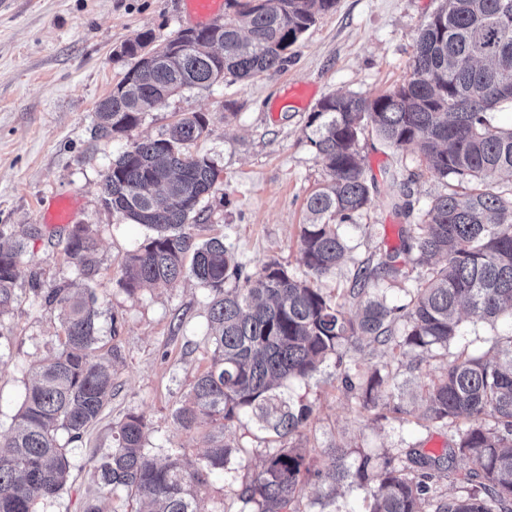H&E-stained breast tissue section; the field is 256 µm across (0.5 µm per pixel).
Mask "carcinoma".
Instances as JSON below:
<instances>
[{"label": "carcinoma", "instance_id": "1", "mask_svg": "<svg viewBox=\"0 0 512 512\" xmlns=\"http://www.w3.org/2000/svg\"><path fill=\"white\" fill-rule=\"evenodd\" d=\"M227 2L233 13L207 28L180 30L161 44L144 31L122 44L119 56L131 66L94 113L97 136L126 134L183 89L280 69L288 49L336 6V0ZM505 86L512 88V0H442L419 33L404 84L372 100L350 93L324 98L309 124L328 180L308 197L309 223L300 228L305 279L276 261L245 275L224 241L195 244L185 231L219 179L212 161L190 152L208 130L204 115L181 118L164 138L133 143L109 166L104 205L153 231L121 270L125 289L170 285L183 276L190 253V272L214 292L211 362L175 409V422L191 431L250 414L279 438L238 494L253 512H290L311 478L332 488L357 483L366 492L367 512H512V330L487 352L449 361L423 397L424 419L467 422L448 459L466 457L475 468L444 498L432 494L445 470L441 459L411 476L389 460L378 470L369 455L353 468L348 449L336 447L328 449L323 467L313 466L302 449L288 445L311 408L275 392L287 380L310 377L332 357L343 364L340 349L354 337L392 350H446L460 333V310L490 323L512 317V127L489 119L496 105L512 103ZM369 128L397 150L417 147L436 174L463 191L433 199L403 240L405 251L417 250L421 260L440 256L444 265L418 277L408 303L390 307L370 284L402 274L399 253L380 254L354 275L349 295L362 304L351 314L311 280L344 260L348 245L340 226L370 204L357 150ZM95 249L88 226L69 229L65 251L88 272ZM23 251L20 241L0 243L1 314L18 301L14 283ZM229 276L243 285L224 290ZM33 296L57 309L61 335L57 348L29 370L31 384L9 436L0 441V512H37V504L60 494L71 476L69 445L82 439L112 398V371L97 355L93 294L67 284ZM386 382L378 369L365 378L343 377L365 407ZM146 427L139 414L118 424L111 450L93 462L94 488L83 512H106L101 498L117 489L136 497L140 512H209L201 490L210 475L245 461L243 449L217 438L188 468L176 451L150 454Z\"/></svg>", "mask_w": 512, "mask_h": 512}]
</instances>
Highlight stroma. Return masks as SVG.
<instances>
[{"instance_id":"obj_1","label":"stroma","mask_w":512,"mask_h":512,"mask_svg":"<svg viewBox=\"0 0 512 512\" xmlns=\"http://www.w3.org/2000/svg\"><path fill=\"white\" fill-rule=\"evenodd\" d=\"M438 6L439 0H337L335 10L319 16L289 49L282 69L246 81L227 79L207 90H182L116 138L94 133L98 102L128 68L115 53L139 32L153 31L162 41L189 28L182 0H12L0 10V238L24 244L15 281L20 300L0 315V342L10 347L0 360V436L23 401L29 366L57 344V312L31 303L32 284L46 291L71 282L92 289L100 312L99 353L108 355L114 345L121 350L112 362L110 403L82 441L72 444L65 490L39 512H82L91 485L89 463L112 447L115 427L130 413L145 417L146 446L154 455L177 448L194 463L218 435L245 449L248 466L217 473L202 495L210 512H250L238 493L275 436L248 416L221 428L186 431L176 424L175 409L212 356L211 292L191 276L164 288L124 289L125 258L150 231L104 206L103 176L131 142L165 137L178 118L203 114L208 131L194 151L210 158L220 177L188 227L194 242L223 238L249 274L276 261L289 274L305 277L300 226L308 196L327 173L309 142L312 107L285 106L281 100L296 84L314 88L319 100L334 93L373 99L391 91L408 78L417 37ZM358 151L373 181L371 202L341 227L350 247L346 262L317 282L351 313L359 308L348 294L356 271L381 251L398 247L401 227L418 223L422 210L449 190L416 148L393 149L368 131ZM59 195L74 200L75 223L94 233L90 273L66 254V228L40 217V203ZM418 257L415 251L403 256V277L375 283L376 294L389 305L408 302L424 271ZM511 325L467 315L447 348L428 352L391 350L364 338L349 341L342 362L327 360L310 378L282 388V397L313 407L293 445L305 449L318 467L326 462V450L338 445L349 449L353 466L364 453L378 466L405 459L412 448L443 455L456 441L458 426L423 418L425 389L455 355L487 351L495 334ZM347 366L363 376L375 370L388 375L374 407L363 408L343 387ZM294 507L364 512L365 493L349 482L331 489L311 481Z\"/></svg>"}]
</instances>
